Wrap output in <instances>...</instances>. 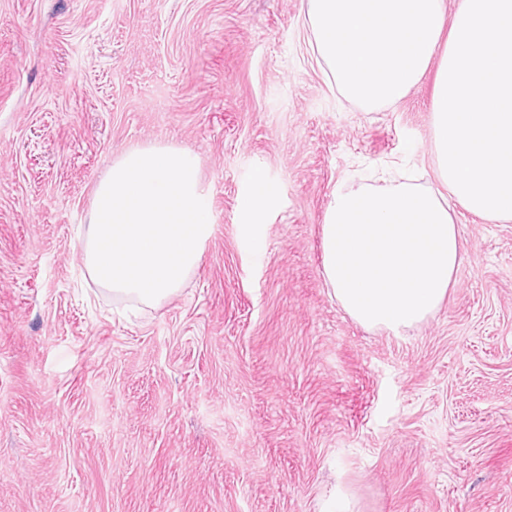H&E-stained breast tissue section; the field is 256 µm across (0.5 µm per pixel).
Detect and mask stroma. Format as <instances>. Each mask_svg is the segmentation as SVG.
I'll return each instance as SVG.
<instances>
[{
    "instance_id": "35a3bbf8",
    "label": "stroma",
    "mask_w": 512,
    "mask_h": 512,
    "mask_svg": "<svg viewBox=\"0 0 512 512\" xmlns=\"http://www.w3.org/2000/svg\"><path fill=\"white\" fill-rule=\"evenodd\" d=\"M307 0H0V512H512V222L401 334L327 286L337 189L446 194L436 70L345 97ZM196 160L213 233L167 298L89 276L126 151ZM264 170L262 196L253 173Z\"/></svg>"
}]
</instances>
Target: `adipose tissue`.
I'll use <instances>...</instances> for the list:
<instances>
[{
    "label": "adipose tissue",
    "instance_id": "ef3b65f1",
    "mask_svg": "<svg viewBox=\"0 0 512 512\" xmlns=\"http://www.w3.org/2000/svg\"><path fill=\"white\" fill-rule=\"evenodd\" d=\"M322 251L324 277L345 312L395 334L440 305L462 261L447 206L412 184L336 192Z\"/></svg>",
    "mask_w": 512,
    "mask_h": 512
}]
</instances>
